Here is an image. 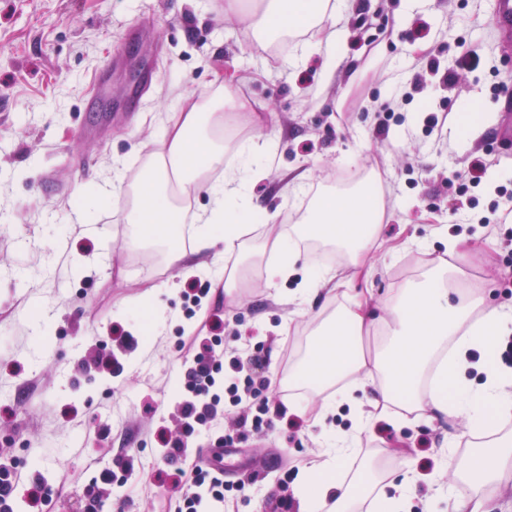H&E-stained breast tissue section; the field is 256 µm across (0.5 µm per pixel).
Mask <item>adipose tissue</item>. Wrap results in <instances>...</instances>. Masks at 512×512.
Returning <instances> with one entry per match:
<instances>
[{"instance_id":"adipose-tissue-1","label":"adipose tissue","mask_w":512,"mask_h":512,"mask_svg":"<svg viewBox=\"0 0 512 512\" xmlns=\"http://www.w3.org/2000/svg\"><path fill=\"white\" fill-rule=\"evenodd\" d=\"M350 8V0H259L254 27L263 37L302 31V55H323L332 73L344 60L340 45L348 32L327 30L324 19L327 13L341 16ZM227 106L224 113L204 112L196 105L168 113L164 148L144 163L126 217L132 246L168 244L167 266L188 276H211L216 286L221 280L212 277L211 270L219 249L235 251L244 224L259 219L267 225L259 254L286 258L277 274L290 273L302 259L274 214L245 193L247 183L263 177L264 167L225 168L223 146L203 132L205 123L220 126L228 116L241 117L251 110L242 98L229 99ZM218 168L223 169V178L211 180ZM177 195L209 199L194 213L193 244L188 249L170 243L175 225L184 221L173 202ZM383 212L372 195L325 194L304 217L303 228L308 237L324 238L357 254L376 237ZM374 323L368 305L356 302L339 311L329 327L314 331L305 355L288 372L289 387L300 391L293 412L325 424L330 407L316 405L315 400L338 382L343 385L341 400L352 402L369 426L385 419L403 424V417L389 416L391 403L409 411L428 407L445 415L465 410L471 436L482 441L470 469L475 493L468 500L449 503L448 512H491L483 488L499 468L512 462V370L488 361L482 367L484 382L470 388L468 354L512 335V308L487 306L476 293L451 303L442 275L436 274L400 291L387 324V344L370 359L351 337ZM324 445L325 461L302 470L296 487L300 512H351L360 496L371 498L379 512H409L420 479L410 465H403L390 480L389 491L376 492L362 479L345 476L347 434L334 433Z\"/></svg>"}]
</instances>
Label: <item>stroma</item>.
Listing matches in <instances>:
<instances>
[{
    "instance_id": "obj_1",
    "label": "stroma",
    "mask_w": 512,
    "mask_h": 512,
    "mask_svg": "<svg viewBox=\"0 0 512 512\" xmlns=\"http://www.w3.org/2000/svg\"><path fill=\"white\" fill-rule=\"evenodd\" d=\"M253 0H0V463L20 479L13 512H173L152 471L168 444L190 456L233 438L224 456V512H298L303 466L322 461L320 430L295 413L241 436L250 401L226 413L220 432L185 437L176 393L186 276L161 247L131 248L123 192L93 210L96 233L72 225L81 193L125 164L133 183L161 148L170 112L229 93L253 115L224 129L233 157L262 163L251 142L273 141L268 176L250 195L300 223L312 200L345 191L351 171L382 187L384 221L365 250L362 274L337 264L343 284L297 314L289 296L302 276L282 279L256 255L249 233L224 263L237 286L205 307L224 320L215 356L224 365L255 355L276 399L285 363L304 355L310 333L349 298L377 316L359 344L386 341L389 298L438 264L462 267L460 293L512 306V32L493 22L495 0H355L345 22V59L327 74L322 55L295 63L304 40H273L262 52L250 26ZM481 63L461 66L464 49ZM233 75L229 88L215 73ZM480 183L462 180L475 161ZM158 293L144 298L146 288ZM353 434L352 473L388 481L400 459L421 480L415 512H446L435 486L464 500L478 441L465 414L431 411L396 429Z\"/></svg>"
}]
</instances>
